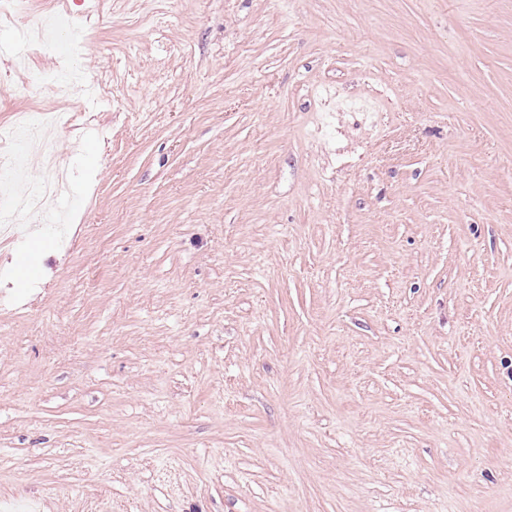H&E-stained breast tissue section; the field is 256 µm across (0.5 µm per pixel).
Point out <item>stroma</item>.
I'll list each match as a JSON object with an SVG mask.
<instances>
[{
  "label": "stroma",
  "instance_id": "1",
  "mask_svg": "<svg viewBox=\"0 0 512 512\" xmlns=\"http://www.w3.org/2000/svg\"><path fill=\"white\" fill-rule=\"evenodd\" d=\"M66 2L0 512H512V0ZM71 69V67H68L53 72L38 74L36 77L48 83L52 87L56 97L69 98L76 91H83L86 85L94 84V82L90 80L77 83L70 75Z\"/></svg>",
  "mask_w": 512,
  "mask_h": 512
}]
</instances>
